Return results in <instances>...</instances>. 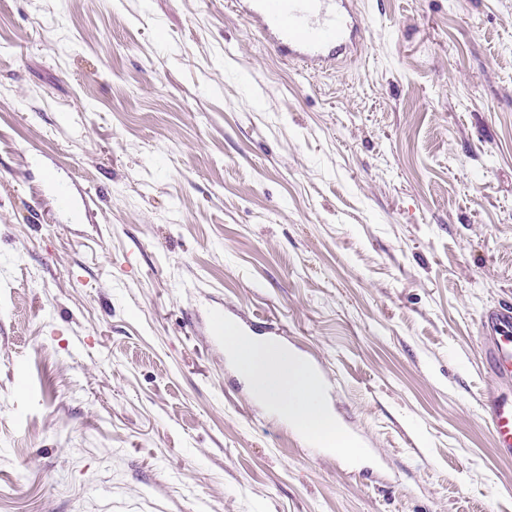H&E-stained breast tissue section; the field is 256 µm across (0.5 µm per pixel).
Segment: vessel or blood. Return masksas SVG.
<instances>
[{
  "mask_svg": "<svg viewBox=\"0 0 512 512\" xmlns=\"http://www.w3.org/2000/svg\"><path fill=\"white\" fill-rule=\"evenodd\" d=\"M349 4L350 0H233L235 10L261 32L277 56L310 69L335 63L341 52L356 44L362 20ZM483 329L494 370L512 376V309L489 310ZM482 408L500 452L512 456V399L489 393Z\"/></svg>",
  "mask_w": 512,
  "mask_h": 512,
  "instance_id": "b4317fda",
  "label": "vessel or blood"
}]
</instances>
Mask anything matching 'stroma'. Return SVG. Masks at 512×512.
Wrapping results in <instances>:
<instances>
[{"label": "stroma", "instance_id": "stroma-1", "mask_svg": "<svg viewBox=\"0 0 512 512\" xmlns=\"http://www.w3.org/2000/svg\"><path fill=\"white\" fill-rule=\"evenodd\" d=\"M284 64L228 0H0V512H512V0H353ZM287 344L367 460L224 351ZM483 330L490 343L489 360L502 377L512 376V309L489 310L483 317ZM486 419L498 440V449L512 456V399L505 400L498 394L488 393L482 400Z\"/></svg>", "mask_w": 512, "mask_h": 512}]
</instances>
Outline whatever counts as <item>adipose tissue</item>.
<instances>
[{"label": "adipose tissue", "mask_w": 512, "mask_h": 512, "mask_svg": "<svg viewBox=\"0 0 512 512\" xmlns=\"http://www.w3.org/2000/svg\"><path fill=\"white\" fill-rule=\"evenodd\" d=\"M224 351L257 397L309 441L335 448L339 427L323 400L324 384L306 360L273 340L230 328L224 331Z\"/></svg>", "instance_id": "adipose-tissue-1"}]
</instances>
